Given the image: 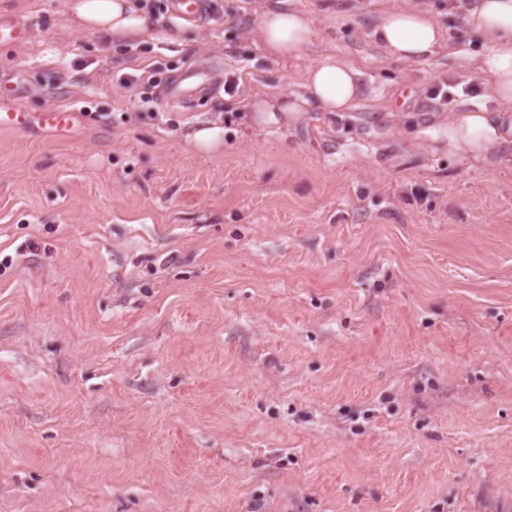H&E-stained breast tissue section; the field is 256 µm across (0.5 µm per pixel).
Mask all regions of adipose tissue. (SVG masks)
Segmentation results:
<instances>
[{"instance_id":"adipose-tissue-1","label":"adipose tissue","mask_w":512,"mask_h":512,"mask_svg":"<svg viewBox=\"0 0 512 512\" xmlns=\"http://www.w3.org/2000/svg\"><path fill=\"white\" fill-rule=\"evenodd\" d=\"M67 9L83 30L118 40L141 37L156 26L136 0H68ZM464 23L488 44L477 69L502 109L453 113L441 132L450 151L478 158L512 146V0H474ZM258 31L268 56L289 60L310 43L312 17L304 10L268 5L259 13ZM372 37L390 58L414 62L434 56L447 33L425 7L390 6L382 11ZM361 97L359 70L328 53L305 71L300 93L255 99L250 110L258 124L268 126L284 118L295 121L311 108L349 112Z\"/></svg>"}]
</instances>
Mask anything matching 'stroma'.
Listing matches in <instances>:
<instances>
[{
  "label": "stroma",
  "mask_w": 512,
  "mask_h": 512,
  "mask_svg": "<svg viewBox=\"0 0 512 512\" xmlns=\"http://www.w3.org/2000/svg\"><path fill=\"white\" fill-rule=\"evenodd\" d=\"M260 2L115 44L66 0H0L33 27L0 81L76 110L0 131V512H512V167L435 133L500 111L485 43L413 0L448 45L400 63L379 0H284L315 34L278 62ZM325 52L355 109L255 126ZM189 66L208 90L162 102ZM223 112V156L189 147Z\"/></svg>",
  "instance_id": "35a3bbf8"
}]
</instances>
